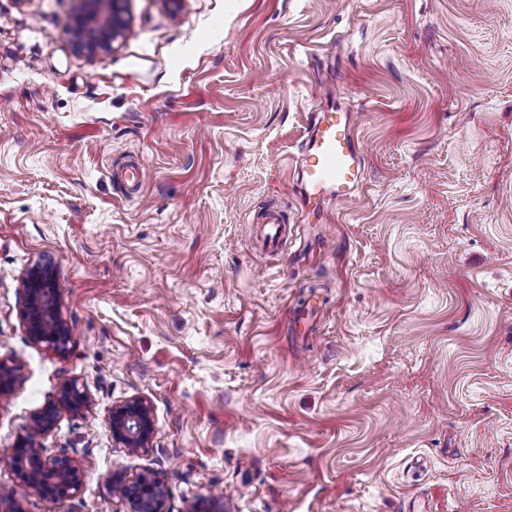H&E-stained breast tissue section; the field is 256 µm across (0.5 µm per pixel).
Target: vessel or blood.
<instances>
[{"label":"vessel or blood","instance_id":"1","mask_svg":"<svg viewBox=\"0 0 512 512\" xmlns=\"http://www.w3.org/2000/svg\"><path fill=\"white\" fill-rule=\"evenodd\" d=\"M298 173L301 195L311 214L323 213L329 203L351 198L361 180V151L353 136L349 113L331 106L314 114L301 147ZM252 235L266 252L278 251L288 235V225L277 211H267Z\"/></svg>","mask_w":512,"mask_h":512}]
</instances>
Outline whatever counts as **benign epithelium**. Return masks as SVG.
I'll list each match as a JSON object with an SVG mask.
<instances>
[{
  "label": "benign epithelium",
  "instance_id": "benign-epithelium-1",
  "mask_svg": "<svg viewBox=\"0 0 512 512\" xmlns=\"http://www.w3.org/2000/svg\"><path fill=\"white\" fill-rule=\"evenodd\" d=\"M83 11L73 17L76 51L92 57L109 51L124 36L127 21L116 7L119 0H83ZM23 318L28 337L37 344L63 353L70 342V328L60 314V288L52 264L37 261L21 280ZM21 381L14 369L0 363V393ZM91 399L75 380L64 383L56 398L31 418L10 450V458L22 482L45 498L58 500L73 495L81 485V472L67 455L47 457L43 440L53 431L58 412L82 414ZM112 440L131 454L151 447L156 421L149 402L141 397L112 407L109 415ZM112 495L129 505L130 512H167V491L153 474L132 481L114 478Z\"/></svg>",
  "mask_w": 512,
  "mask_h": 512
}]
</instances>
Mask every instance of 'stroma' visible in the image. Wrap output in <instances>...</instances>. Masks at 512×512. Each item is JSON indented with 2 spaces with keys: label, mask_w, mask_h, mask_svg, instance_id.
<instances>
[{
  "label": "stroma",
  "mask_w": 512,
  "mask_h": 512,
  "mask_svg": "<svg viewBox=\"0 0 512 512\" xmlns=\"http://www.w3.org/2000/svg\"><path fill=\"white\" fill-rule=\"evenodd\" d=\"M78 0H0V487L23 512H512V0H124L112 51ZM354 113L363 183L306 215L307 114ZM147 170L140 188L124 172ZM278 207L277 253L249 235ZM53 262L64 353L18 288ZM321 305L313 334L291 314ZM44 441L82 473L43 499L10 450L67 381ZM150 401L151 448L109 431ZM81 1L83 11L72 21L75 50L89 57L111 50L127 29V21L116 7L120 0ZM112 440L130 454H139L151 447L156 421L149 402L134 397L113 405L109 415ZM109 488L113 496L129 505L130 512H167V491L154 474H143L132 481L112 478Z\"/></svg>",
  "instance_id": "obj_1"
}]
</instances>
